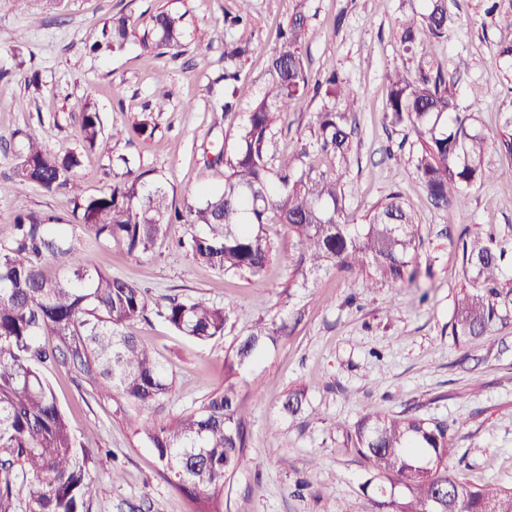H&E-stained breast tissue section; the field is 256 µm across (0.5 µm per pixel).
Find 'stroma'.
<instances>
[{"label":"stroma","mask_w":512,"mask_h":512,"mask_svg":"<svg viewBox=\"0 0 512 512\" xmlns=\"http://www.w3.org/2000/svg\"><path fill=\"white\" fill-rule=\"evenodd\" d=\"M308 34L300 53L312 82L336 76L358 94L355 110L341 99L309 90L292 101L270 146L274 168L340 177L346 211L364 223L378 203L400 192L421 226L414 285L393 289L365 274L321 271L307 287L291 286L296 236L264 225L275 259L261 276H234L198 264L177 245L195 233L174 224L146 253L119 241L89 244L98 268L150 289L157 297L206 298L229 317L221 336L199 341L162 317L128 326L173 377V388L151 417L172 422L197 408L224 384V359L259 321L283 326L259 365L241 375L250 463L224 488V512H370L361 486L370 476L351 434L368 414L407 412L441 420L455 448L451 468L463 481L512 487V316L467 342L450 334L455 297L464 283L457 244L462 232L488 226L512 230V154L497 147L512 115V61L500 57L512 42V0H448V39L430 48L416 31L411 48L400 41L403 21L423 12L424 0H251L247 22L230 21L237 0H31L20 8L0 0V230L23 212L48 213L72 223V200L107 190L114 174L148 171L177 206L224 185L213 157L233 142L254 102L266 91L269 60L297 4ZM166 10L183 14L190 35L179 52L144 54L137 38L100 56L86 47L112 17L143 28ZM222 25L223 38L213 36ZM246 52L227 62L230 47ZM453 76L458 112L473 132L493 140L484 165L492 179L464 191L465 211L432 204L417 170L419 145L408 123L387 110V74L414 75L425 51ZM233 66L245 92L223 114L224 68ZM92 101L104 133L124 130L107 153L82 152L81 107ZM163 111H156L157 101ZM345 112L353 129L347 169L317 141L316 114ZM150 117L152 134L133 125ZM52 152H81L69 189L47 194L18 184L14 170L26 134ZM42 373L87 456L96 493L89 512H188L155 448L136 435L117 401L78 384L60 366ZM306 394L304 412L282 409L289 390Z\"/></svg>","instance_id":"stroma-1"}]
</instances>
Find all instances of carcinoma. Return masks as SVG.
Wrapping results in <instances>:
<instances>
[{
	"label": "carcinoma",
	"mask_w": 512,
	"mask_h": 512,
	"mask_svg": "<svg viewBox=\"0 0 512 512\" xmlns=\"http://www.w3.org/2000/svg\"><path fill=\"white\" fill-rule=\"evenodd\" d=\"M418 23L433 45L448 39L446 0H425ZM307 16L292 14L282 42L271 57L272 82L257 100L248 121L233 137L224 161V187L203 201L179 208L169 202L161 183L127 171L115 174L112 186L92 196L73 199L72 232L61 231L53 216L29 213L12 224L0 239V512H13V487L25 489L29 512H87L94 479L85 456L78 453L70 424L58 407L51 386L41 374L49 361L69 368L100 395H115L138 411L162 400L172 380L154 353L137 337L126 334L128 323L152 310L177 331L200 341L224 334L227 312L206 299L161 304L149 290L100 271L80 236L126 244L129 252H148L170 224L201 225L186 247L201 265L226 274L259 276L274 253L263 234L276 222L297 236L294 285L304 287L320 270H373L388 285L403 288L415 279L410 269L420 245V227L411 207L398 192L381 202L365 224H355L343 205L336 178L297 176L274 171L269 145L281 117L297 96L309 88L299 45ZM134 35L125 17L105 24L90 46L93 53L117 52ZM186 35L184 15L159 11L138 38L146 52L178 49ZM418 76L388 74V111L406 121L421 146L417 169L429 196L440 206H463L462 189L491 176L483 158L488 139L467 129L456 111L453 77L420 57ZM326 92L357 104L353 90L328 80ZM318 138L332 147L338 163L348 161L350 138L343 115L327 107L317 113ZM80 131L87 152H108L110 136L102 131L100 113L88 101L81 109ZM81 154L48 151L27 135L14 177L46 193L70 186ZM508 241L495 230L461 239L465 284L455 302L451 336L468 341L483 335L512 311V275L504 273ZM56 273H46V264ZM282 329L262 323L243 337L227 356L224 386L175 422L155 425L145 420L140 432L154 448L195 505V512H224V485L247 461V423L240 411L238 374L257 362ZM43 336H53L47 349ZM305 394L295 390L283 410L296 415ZM358 453L377 476H396L403 495L390 501V512H512V489L470 486L449 466L455 454L448 425L398 413L366 415L354 426Z\"/></svg>",
	"instance_id": "cac0c4a2"
}]
</instances>
